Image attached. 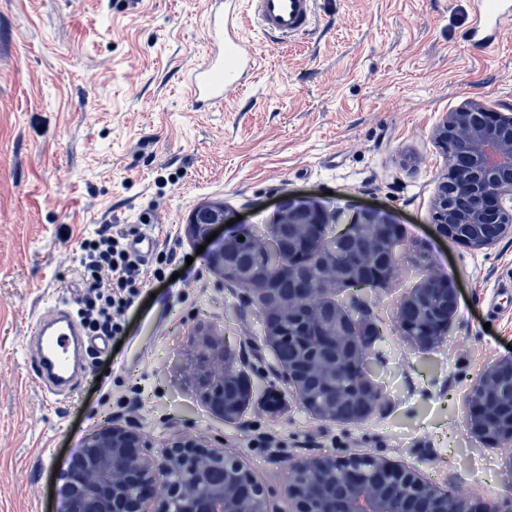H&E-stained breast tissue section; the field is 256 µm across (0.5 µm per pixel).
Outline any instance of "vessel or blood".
<instances>
[{"label":"vessel or blood","mask_w":512,"mask_h":512,"mask_svg":"<svg viewBox=\"0 0 512 512\" xmlns=\"http://www.w3.org/2000/svg\"><path fill=\"white\" fill-rule=\"evenodd\" d=\"M470 40L483 42L512 30V0H476ZM317 0H250L259 30L284 42L309 32ZM209 53L192 68L188 84L195 106L211 110L224 107L227 96L239 88L253 70L256 56L239 29L238 0H208L205 22ZM94 344L85 336L72 302H56L36 322L27 347L32 367L46 401H56L75 391L79 362Z\"/></svg>","instance_id":"obj_1"}]
</instances>
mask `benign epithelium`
<instances>
[{
  "mask_svg": "<svg viewBox=\"0 0 512 512\" xmlns=\"http://www.w3.org/2000/svg\"><path fill=\"white\" fill-rule=\"evenodd\" d=\"M436 140L457 149L448 154V172L433 203L439 231L474 249L512 232V113L484 100H470L446 113ZM226 222L224 207L199 210L188 225L191 236L209 237ZM323 206L292 200L277 213L270 238L245 224L235 226L208 256L210 266L253 295L263 313L267 342L278 353L295 345L297 358L276 360L280 378L293 386L306 409L323 420L344 418L351 403L360 419L370 415L381 394L363 374L372 323L336 303V289L359 277L373 283L392 278L391 243L400 239L392 218L364 211L329 237ZM371 246L368 261L357 243ZM288 263L277 265L279 252ZM318 268L313 274L311 267ZM457 311V289L448 275L433 273L399 304L404 332L417 346L442 341ZM346 371L357 372L352 383ZM204 402L224 419L238 416L252 395L224 342H203L197 362ZM470 429L501 444L512 441V357L486 369L468 396ZM152 443L138 429L114 422L85 437L69 469L61 512H269L264 487L235 453L180 435L155 461ZM288 512H502L451 492L441 493L419 476L379 457L289 460Z\"/></svg>",
  "mask_w": 512,
  "mask_h": 512,
  "instance_id": "1",
  "label": "benign epithelium"
}]
</instances>
